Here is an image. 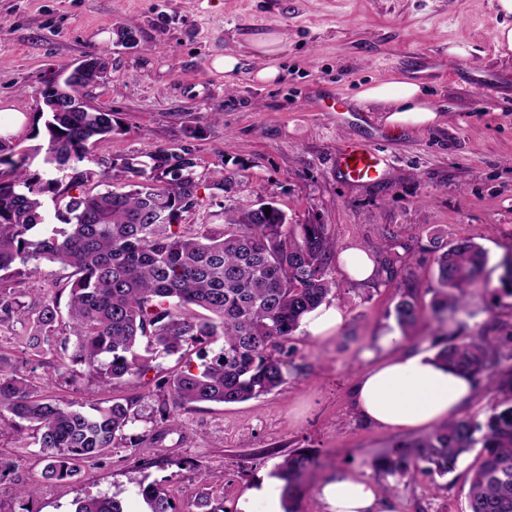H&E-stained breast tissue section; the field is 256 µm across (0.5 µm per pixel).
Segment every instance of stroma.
I'll list each match as a JSON object with an SVG mask.
<instances>
[{
	"instance_id": "35a3bbf8",
	"label": "stroma",
	"mask_w": 512,
	"mask_h": 512,
	"mask_svg": "<svg viewBox=\"0 0 512 512\" xmlns=\"http://www.w3.org/2000/svg\"><path fill=\"white\" fill-rule=\"evenodd\" d=\"M512 25L497 0H0V140L14 150L33 148L37 91L54 71L92 53L107 59L104 81L88 88L91 106L112 113L119 128L81 162L88 189H103L107 163L132 158L149 169L152 154L170 148L188 155L201 180V205L182 213V227L220 224L228 209L275 202L289 223L322 224L330 246L327 304L345 323L325 341L298 330L286 384L236 404L200 403L179 411L154 461H137L133 449L115 448L82 466L64 482L41 477L44 456L12 429L0 431V452L17 465L0 482V512H74L77 498L107 494L125 512H146L140 488L163 485L179 512H188L202 490L224 495V512L240 505L261 480L272 479L292 450L316 452L319 468L308 477L317 488L326 477L359 475L383 486L368 464L378 451L412 441L407 432L379 428L357 412L353 387L362 351L380 328L395 327L398 288H415L429 307L436 285V257L449 242L469 238L487 253L483 286L470 289L455 330L471 336L486 324L512 323V297L495 299L500 261L512 248V57L494 41ZM137 42L118 41L120 27ZM282 37L274 58L281 75L272 83L243 69L234 82L214 59L239 52L257 34ZM467 58L463 70L431 77V60ZM500 79L492 98L478 84ZM408 80L429 90L438 117L433 124L388 123L369 106L364 124H340L323 112L314 91L355 99L365 86ZM196 129L188 137V129ZM369 142L388 159L374 182L355 183L336 172L344 138ZM225 188L212 189L214 176ZM366 250L375 264L391 260L395 277L377 272L354 283L338 265L345 248ZM19 323L0 325V351L20 360L24 374L74 408L105 404L112 388L91 377L52 372L53 355L34 356L21 341ZM177 362L154 359L140 381L121 387L138 396L135 422L125 433L154 428L163 381ZM475 453L463 455L434 490L421 475L402 486L396 512H466ZM36 485L33 502L20 484Z\"/></svg>"
}]
</instances>
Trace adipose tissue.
I'll return each mask as SVG.
<instances>
[{"mask_svg":"<svg viewBox=\"0 0 512 512\" xmlns=\"http://www.w3.org/2000/svg\"><path fill=\"white\" fill-rule=\"evenodd\" d=\"M281 37L260 36L250 41L248 53H228L214 60L216 69L233 76L247 61H256L257 80H275L279 74L270 58L280 50ZM360 102L381 105L394 124L424 125L436 117L421 85L412 81H388L367 87ZM402 336L382 330L377 350H364L366 366L357 378L354 401L360 415L382 428L404 432L430 429L461 416L474 397L470 377L439 362L422 348L402 349ZM316 495L326 512H377L381 496L371 482L355 476L323 480Z\"/></svg>","mask_w":512,"mask_h":512,"instance_id":"adipose-tissue-1","label":"adipose tissue"}]
</instances>
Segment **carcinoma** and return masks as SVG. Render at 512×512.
Segmentation results:
<instances>
[{
    "instance_id": "carcinoma-1",
    "label": "carcinoma",
    "mask_w": 512,
    "mask_h": 512,
    "mask_svg": "<svg viewBox=\"0 0 512 512\" xmlns=\"http://www.w3.org/2000/svg\"><path fill=\"white\" fill-rule=\"evenodd\" d=\"M101 73H90L62 89L104 78L108 62L99 56ZM44 81L37 113L44 119L47 142L33 148L47 170L67 172L68 182L31 169L28 151L6 152L0 142V323L18 321L33 355L53 353L56 370L76 367L112 387L140 380L151 370L146 350L176 355L198 347V364L186 361L165 385L172 405L157 412L162 425L129 439L124 430L135 419L134 400L116 399L84 412L46 393L0 352V427L32 431L45 454L46 480L76 476L85 462L107 455L120 444L147 454L159 447L166 431L178 424L175 410L203 402L232 404L257 398L287 381L290 343L304 316L331 292L326 277L329 243L323 224L290 226L272 202L243 212H224V225L198 224L189 234L176 230L180 214L201 205L200 178L191 159L160 150L154 155L159 181L151 178L126 189L109 176L107 188L84 191L65 204L69 229L41 235L46 197H65L83 186L87 173L78 163L88 146L112 136V113L51 112ZM270 214H265L266 209ZM487 263L486 252L461 238L436 258L437 287L431 317L440 326L456 321L468 288ZM43 264L72 270L67 282V315L55 296L22 302L11 291L16 279ZM501 288L512 297V255L500 263ZM399 328L413 332L423 318L414 289L405 288L394 306ZM67 320L68 332L60 331ZM223 338L211 353L205 347ZM436 357L468 374L474 386L498 393L485 419L450 420L420 439L372 456L368 464L394 479L385 487L397 493L406 477L445 478L460 456L475 446L481 452L466 494L467 512H512V332L503 336H458L448 331L432 339ZM316 457L296 449L279 465L284 482V512H303L309 487L304 475ZM148 512H178L162 486L142 490ZM198 512H224V495L208 492ZM74 512H124L108 495L75 501Z\"/></svg>"
}]
</instances>
